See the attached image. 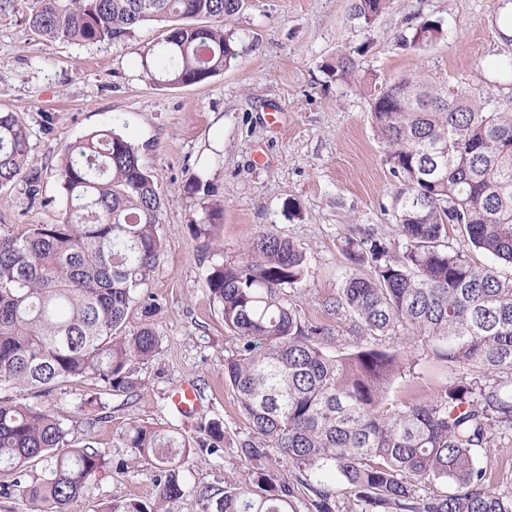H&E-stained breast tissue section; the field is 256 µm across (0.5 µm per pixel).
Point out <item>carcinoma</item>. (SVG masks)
I'll return each mask as SVG.
<instances>
[{"mask_svg": "<svg viewBox=\"0 0 512 512\" xmlns=\"http://www.w3.org/2000/svg\"><path fill=\"white\" fill-rule=\"evenodd\" d=\"M388 2L353 0V19L368 26ZM241 7L242 0H34L28 21L45 39L92 44L164 22V38L141 60L143 77L188 85L246 52L224 28ZM442 37V26L425 20L403 42L421 47ZM369 97L387 162L404 185L396 221L405 249L393 261L390 242L372 239L360 252L346 240L347 260L371 273L351 274L323 303L334 324L309 320L288 299L287 287L306 272L292 241L258 234L237 263L219 260L218 250L205 285L238 341L224 379L246 421L236 443L246 478L200 492L201 512H296L300 493L315 512H335L340 488L361 512H512V492L497 490L475 465L492 427L512 429V276L448 244L455 230L512 265V101L491 105L418 78ZM29 147L28 128L0 112V186L23 177ZM55 177L66 198L55 223L0 231V388L48 396L62 382L95 378L108 391L132 393L131 364L159 353L152 324L129 332L126 316L133 303L146 318L158 309L144 286L164 252V201L136 145L111 129L66 145ZM397 333L480 377L385 411L401 358L377 340ZM344 336L353 350L329 353ZM69 434L54 410L0 398V497L26 500L34 512H70L109 459L90 443L70 444ZM224 441L218 421L196 442L131 423L118 447L157 470L156 497L150 505L116 501L103 512H164L192 492L183 468L195 449L217 454ZM274 455L288 462L289 479L263 464ZM430 477L453 490L420 494Z\"/></svg>", "mask_w": 512, "mask_h": 512, "instance_id": "carcinoma-1", "label": "carcinoma"}]
</instances>
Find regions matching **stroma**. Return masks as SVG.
I'll return each instance as SVG.
<instances>
[{"mask_svg": "<svg viewBox=\"0 0 512 512\" xmlns=\"http://www.w3.org/2000/svg\"><path fill=\"white\" fill-rule=\"evenodd\" d=\"M352 3L243 0L230 25L247 51L207 81L178 86L142 76L141 59L163 39V24L87 44L35 34L28 0L0 12V112L15 113L29 129L25 168L39 178L33 187L26 178L0 186V230L55 223L65 198L53 167L67 144L103 129L133 140L165 200L159 232L166 249L145 287L160 304L152 322L161 348L153 359L134 363L141 388L113 393L103 413L87 403L102 390L92 380L61 384L50 398L72 443H93L110 458L74 512H102L115 499L153 502L156 470L129 462L126 449L116 445L135 421L191 440L221 422L224 451L202 455L185 477L194 487L220 488L241 471L236 442L246 422L224 382V360L236 341L205 286L209 240L223 244L228 262L242 258L258 233L292 240L306 255L307 273L288 296L318 321L325 317L324 301L355 270L342 253L347 238H382L403 249L395 219L401 182L385 159L358 79L383 87L417 76L484 101L512 99V79L499 74L512 62V38L499 24L512 0H391L367 27L352 19ZM426 19L441 24L443 38L422 48L404 46L403 37ZM341 56L354 60L356 81L329 74V64ZM195 180L203 191L189 190ZM214 207L221 216L210 237L197 235ZM385 345L403 355L385 408L473 376L469 366L438 360L402 337ZM185 381L202 391L191 418L167 399ZM477 464L498 489L512 492V430L492 429Z\"/></svg>", "mask_w": 512, "mask_h": 512, "instance_id": "35a3bbf8", "label": "stroma"}]
</instances>
